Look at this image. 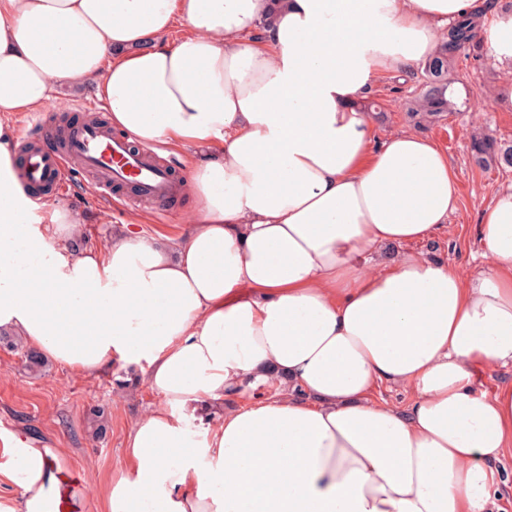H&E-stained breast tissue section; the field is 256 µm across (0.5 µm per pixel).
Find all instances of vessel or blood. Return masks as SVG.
I'll return each mask as SVG.
<instances>
[{
    "label": "vessel or blood",
    "instance_id": "obj_1",
    "mask_svg": "<svg viewBox=\"0 0 512 512\" xmlns=\"http://www.w3.org/2000/svg\"><path fill=\"white\" fill-rule=\"evenodd\" d=\"M63 139V147L55 149L35 144L29 135L19 136L21 179L31 193L52 194L75 173L89 171L105 194L127 185L135 187L138 200L149 202L161 217L183 191L182 182L172 178L168 165L152 149L133 144L103 121L85 120L67 127Z\"/></svg>",
    "mask_w": 512,
    "mask_h": 512
}]
</instances>
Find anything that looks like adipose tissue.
Masks as SVG:
<instances>
[{
    "mask_svg": "<svg viewBox=\"0 0 512 512\" xmlns=\"http://www.w3.org/2000/svg\"><path fill=\"white\" fill-rule=\"evenodd\" d=\"M477 0H0V327L70 368L144 369L104 512H497L512 456V182L485 204L484 270L416 251L448 228L457 174L433 141H376L360 102L433 55ZM174 45L163 37L174 24ZM263 28L262 40L249 35ZM508 71L512 10L489 29ZM91 83L139 143L196 158L177 245L69 249L76 217L32 201L13 112ZM394 253L382 257V248ZM274 395L238 405L245 386ZM412 391L399 409L380 386ZM0 512H41L47 452L12 436ZM506 385H512V369H482L476 381V389L489 395L494 393L498 387Z\"/></svg>",
    "mask_w": 512,
    "mask_h": 512,
    "instance_id": "1",
    "label": "adipose tissue"
}]
</instances>
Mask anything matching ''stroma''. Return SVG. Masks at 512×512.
Returning a JSON list of instances; mask_svg holds the SVG:
<instances>
[{
    "mask_svg": "<svg viewBox=\"0 0 512 512\" xmlns=\"http://www.w3.org/2000/svg\"><path fill=\"white\" fill-rule=\"evenodd\" d=\"M478 46L457 53L451 62L450 78L456 111L439 121L415 125L406 104L421 92L424 76L414 66L404 78L385 76L367 96L376 135L412 129L437 142L447 153L459 183L460 204L449 219L441 240L423 244L425 253L435 255L474 273L483 266L477 237L479 211L500 185L512 181V169L482 167L470 152V138L488 134L512 144V112L499 111L495 90L505 73L496 61L487 33H480ZM62 109L42 111L44 119L62 114L69 121L84 119V107H93L99 119L108 113L90 86L57 88ZM59 204L70 209L79 224L68 240L72 250L104 246L123 222L135 214L147 215L137 230L144 238L166 236L177 242L189 212L195 206L191 195L178 197L169 208L165 223H158L150 205L136 201L132 188L100 194L97 179L87 173L73 180L68 191L58 196ZM142 370L113 361L107 374L92 376L67 366L48 362L40 372L30 371L21 352L0 344V422H8L14 433L48 449L57 459L67 461L79 473L76 494L82 512H102L103 483L123 458L131 423L160 402L156 393L141 382Z\"/></svg>",
    "mask_w": 512,
    "mask_h": 512,
    "instance_id": "obj_1",
    "label": "stroma"
}]
</instances>
